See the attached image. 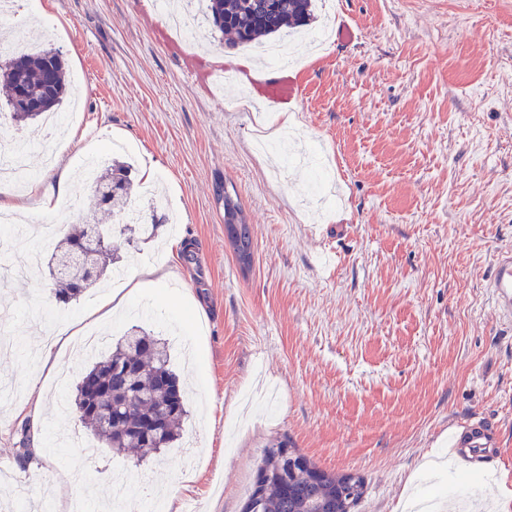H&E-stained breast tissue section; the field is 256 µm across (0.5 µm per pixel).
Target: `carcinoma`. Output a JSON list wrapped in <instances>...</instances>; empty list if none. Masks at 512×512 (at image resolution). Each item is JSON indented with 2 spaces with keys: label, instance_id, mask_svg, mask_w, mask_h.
<instances>
[{
  "label": "carcinoma",
  "instance_id": "carcinoma-1",
  "mask_svg": "<svg viewBox=\"0 0 512 512\" xmlns=\"http://www.w3.org/2000/svg\"><path fill=\"white\" fill-rule=\"evenodd\" d=\"M312 0H208L213 27L233 36V43L247 45L288 30L309 25ZM55 72L53 83L42 87L47 67ZM37 91L35 109L17 107L16 90L20 82ZM0 82L9 92L12 118L26 124L55 111L66 94V72L60 54L42 50L35 54L18 53L0 67ZM131 168L111 164L97 170L91 180L98 204L125 216L131 189ZM243 227V237L252 244L247 217L237 194L224 202V225ZM92 246L95 262L88 265L74 260L77 248ZM112 262V242H101L88 224H71L53 243L47 262L53 292L58 302L67 304L95 287L107 275ZM180 385L179 376L170 366L166 343L138 326H133L116 343L112 353L92 364L75 387L74 404L82 424L117 451L134 450L144 455L159 453L173 446L179 426L187 414L185 404L172 410L167 405L164 383ZM145 418L160 422V435L152 440L143 436L140 424ZM282 444L267 449L259 469L271 464L279 477L267 487L255 480L254 490L244 512H318L328 507L327 497L334 492L333 483H319L309 474L296 475L290 461L280 459Z\"/></svg>",
  "mask_w": 512,
  "mask_h": 512
}]
</instances>
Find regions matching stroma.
Segmentation results:
<instances>
[{
	"mask_svg": "<svg viewBox=\"0 0 512 512\" xmlns=\"http://www.w3.org/2000/svg\"><path fill=\"white\" fill-rule=\"evenodd\" d=\"M155 0H40L0 17V63L49 38L79 106V139L57 145L43 126L16 124L0 88V139L44 148L79 168L124 146L132 206L150 210L146 170L165 214L154 239L114 238L128 294L98 320L102 289L58 303L46 266L0 282V512L71 500L145 512L156 486L178 487L168 512H242L267 446L288 442L317 467L367 485L353 512H512V327L488 281L512 249V0H316L312 31L350 21L356 43L301 40L302 95L287 112L239 100L249 49L227 45L205 15L193 37ZM290 126H283L284 118ZM251 227L254 263L242 273L224 232V189ZM56 225L112 223L90 186L73 180ZM190 257H183V249ZM77 337L116 343L137 325L163 339L185 385L176 447L137 459L96 441L87 459L63 436L92 434L63 404L90 359L61 356L39 370L36 347L55 321ZM42 403L46 423L19 413ZM473 419L496 429L484 459L466 464L450 431ZM44 451L22 464V435Z\"/></svg>",
	"mask_w": 512,
	"mask_h": 512,
	"instance_id": "obj_1",
	"label": "stroma"
}]
</instances>
